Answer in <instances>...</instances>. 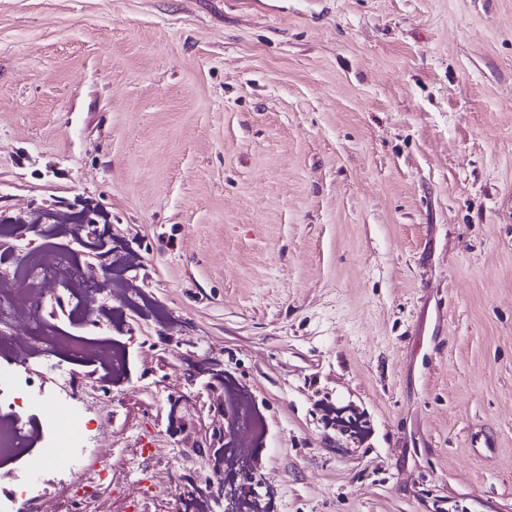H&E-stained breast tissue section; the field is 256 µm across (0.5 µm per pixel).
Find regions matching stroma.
<instances>
[{"label":"stroma","instance_id":"35a3bbf8","mask_svg":"<svg viewBox=\"0 0 512 512\" xmlns=\"http://www.w3.org/2000/svg\"><path fill=\"white\" fill-rule=\"evenodd\" d=\"M1 225L164 512H512V0H0Z\"/></svg>","mask_w":512,"mask_h":512}]
</instances>
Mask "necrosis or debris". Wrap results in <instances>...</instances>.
Masks as SVG:
<instances>
[{
    "label": "necrosis or debris",
    "mask_w": 512,
    "mask_h": 512,
    "mask_svg": "<svg viewBox=\"0 0 512 512\" xmlns=\"http://www.w3.org/2000/svg\"><path fill=\"white\" fill-rule=\"evenodd\" d=\"M64 281L86 318L100 310L101 285L88 282L82 269L66 254H32L13 274L0 275V463H12L13 485L0 494V512H29L46 495L62 497L67 512H90L92 500L105 485L110 468L142 469L151 448L134 456L95 465L93 419L79 404L68 371L58 370L52 389L31 374L29 364L48 359L57 350L103 356L104 350L75 336H57L43 328L38 305L57 281ZM41 444L43 461L56 479L45 482L19 462L33 444Z\"/></svg>",
    "instance_id": "necrosis-or-debris-1"
}]
</instances>
